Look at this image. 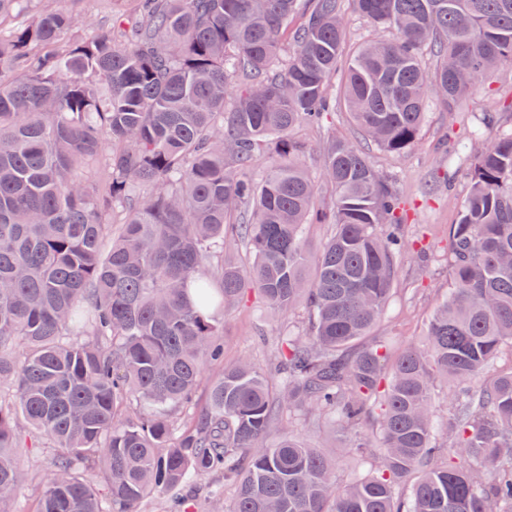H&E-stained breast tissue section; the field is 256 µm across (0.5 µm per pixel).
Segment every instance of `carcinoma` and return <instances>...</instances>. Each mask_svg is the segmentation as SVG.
Returning a JSON list of instances; mask_svg holds the SVG:
<instances>
[{"mask_svg":"<svg viewBox=\"0 0 512 512\" xmlns=\"http://www.w3.org/2000/svg\"><path fill=\"white\" fill-rule=\"evenodd\" d=\"M54 2L0 0V512L26 481L13 449L39 447L21 419L56 450L35 512H133L216 474L225 512H512V365L469 388L512 350V132L476 149L422 344L369 338L410 250L384 230L401 224L387 180L335 136L320 211L293 137L338 77L363 134L406 152L428 100L495 94L512 0H353L395 38L349 54L342 0H125L93 40ZM307 224L333 227L315 255ZM241 246L247 267L225 260ZM248 288L306 308L307 328L276 336L277 383L243 357L198 411L223 353L213 311ZM302 407L350 431L372 472L338 484L291 430Z\"/></svg>","mask_w":512,"mask_h":512,"instance_id":"cac0c4a2","label":"carcinoma"}]
</instances>
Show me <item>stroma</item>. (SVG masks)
<instances>
[{
	"instance_id": "35a3bbf8",
	"label": "stroma",
	"mask_w": 512,
	"mask_h": 512,
	"mask_svg": "<svg viewBox=\"0 0 512 512\" xmlns=\"http://www.w3.org/2000/svg\"><path fill=\"white\" fill-rule=\"evenodd\" d=\"M496 86V96H469L453 112L429 102L417 144L400 155L363 142L349 112L341 107L329 113L321 127L300 133L308 145V169L318 182L321 201H330L332 196L331 187L321 179L327 139L336 134L362 142L367 156L408 211L406 235L421 245L420 253L405 254L400 260L396 292L386 314L373 328V336L422 338L430 314L449 294V232L469 188L474 156L470 153L448 156L444 141L449 136L466 139L488 112L500 113L501 131L512 129V112L507 109L512 103V67L499 69ZM222 319L224 361L204 367L203 381L196 392V403L201 408L207 405L209 387L221 377L224 364L247 356L267 371L276 353L274 334L279 319L254 290H246L244 302L225 311ZM292 417L294 432L301 439L329 450L343 445L341 431L325 423L317 411L299 409ZM51 454V449L42 448L36 457H22L28 479L15 499L14 512H34L38 489L48 474L42 463Z\"/></svg>"
}]
</instances>
